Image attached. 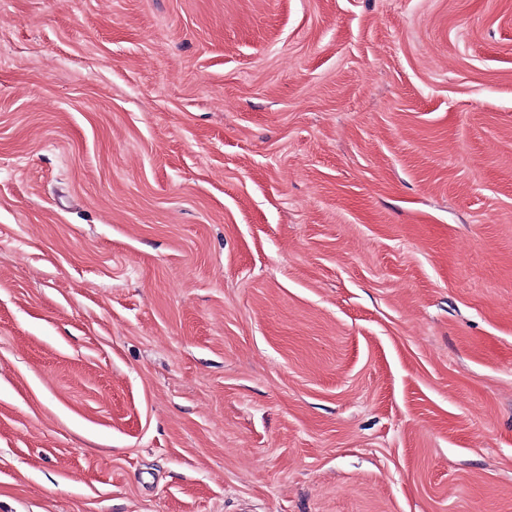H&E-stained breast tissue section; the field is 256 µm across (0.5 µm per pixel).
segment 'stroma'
<instances>
[{"label": "stroma", "mask_w": 512, "mask_h": 512, "mask_svg": "<svg viewBox=\"0 0 512 512\" xmlns=\"http://www.w3.org/2000/svg\"><path fill=\"white\" fill-rule=\"evenodd\" d=\"M0 512H512V0H0Z\"/></svg>", "instance_id": "35a3bbf8"}]
</instances>
